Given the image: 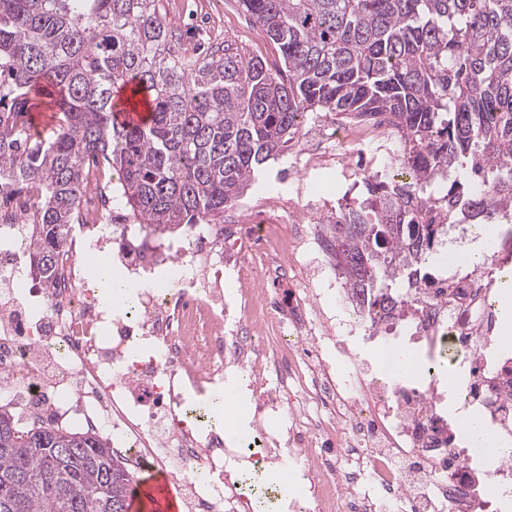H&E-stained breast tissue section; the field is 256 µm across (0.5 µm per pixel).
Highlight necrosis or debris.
Wrapping results in <instances>:
<instances>
[{
	"label": "necrosis or debris",
	"instance_id": "4bbe7bcc",
	"mask_svg": "<svg viewBox=\"0 0 512 512\" xmlns=\"http://www.w3.org/2000/svg\"><path fill=\"white\" fill-rule=\"evenodd\" d=\"M356 125L303 127L310 165L343 164L338 144ZM30 197L0 192V405L25 426L76 427L106 437L131 473L174 480L183 512H258L238 490L247 469L284 464L286 512H499L477 508L476 449L448 428L445 386L375 366L404 343L451 345L465 406L482 410L494 442L512 444V336L496 313L493 271L457 267L418 281L409 309L375 329L358 301L328 282H297L290 256L321 253L317 225L336 216L315 194L251 212L216 232L190 226L160 248L135 224L112 221V191L90 167L79 213L56 257L51 285L24 286ZM278 224L292 225L283 239ZM260 255L267 291L230 285L227 265ZM104 256L132 281L151 278L124 310L85 274ZM186 268L164 279L168 265ZM225 393L252 420L263 450L196 415Z\"/></svg>",
	"mask_w": 512,
	"mask_h": 512
}]
</instances>
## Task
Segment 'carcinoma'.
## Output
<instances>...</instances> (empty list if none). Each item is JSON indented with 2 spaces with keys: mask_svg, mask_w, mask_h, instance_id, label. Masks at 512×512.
I'll return each mask as SVG.
<instances>
[{
  "mask_svg": "<svg viewBox=\"0 0 512 512\" xmlns=\"http://www.w3.org/2000/svg\"><path fill=\"white\" fill-rule=\"evenodd\" d=\"M159 0H0V182L36 183L30 275L50 284L90 163L119 172L145 231L224 223L303 118L385 125L390 162L322 225L353 293L394 284L430 255L439 225L512 210V0H238L279 62L224 42L186 60ZM148 98L120 119L117 94ZM54 124L33 135L31 101ZM405 313L392 287L364 314ZM132 476L99 435L22 427L0 406V512H129Z\"/></svg>",
  "mask_w": 512,
  "mask_h": 512,
  "instance_id": "cac0c4a2",
  "label": "carcinoma"
}]
</instances>
